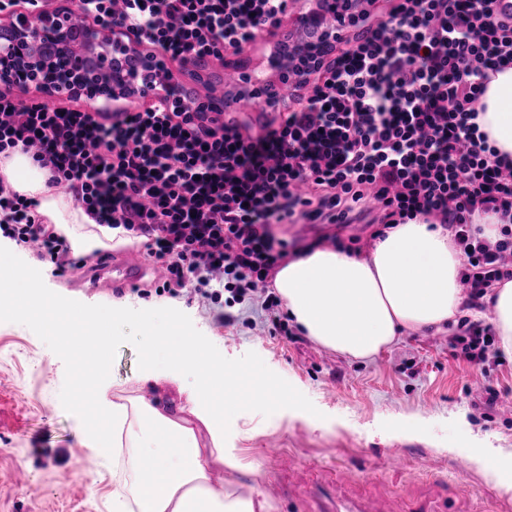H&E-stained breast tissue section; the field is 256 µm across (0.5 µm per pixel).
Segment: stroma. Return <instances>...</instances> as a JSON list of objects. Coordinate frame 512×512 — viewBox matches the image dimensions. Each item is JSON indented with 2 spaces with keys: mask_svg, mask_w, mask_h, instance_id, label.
I'll use <instances>...</instances> for the list:
<instances>
[{
  "mask_svg": "<svg viewBox=\"0 0 512 512\" xmlns=\"http://www.w3.org/2000/svg\"><path fill=\"white\" fill-rule=\"evenodd\" d=\"M9 259L53 298L113 302L86 288L85 268L56 273L54 264L21 246ZM122 299L134 318L110 341L113 397L147 389L175 405L180 387L195 382L190 375L177 384L141 381L145 339L136 319L144 314L182 315L210 332L225 362L255 374L261 392L243 386L226 398L224 455L239 467L216 463L210 471L236 483L244 496L275 480L280 495L272 512H322L336 498L371 501L380 512H512V413L485 400L489 384L501 401L512 400L511 355L499 354L480 370L452 357L448 339L457 327L451 324L405 332L363 362L320 347L296 325L284 335L274 332L257 306L226 308L232 321L223 325L216 309L195 298L129 291ZM90 353L87 345L64 347L21 314L0 312V512H112L111 467L84 466L83 427L93 393L81 377ZM292 392L315 411L318 425L284 407ZM405 418L419 421L417 434L400 431ZM271 442L282 450L279 459L264 453ZM475 448L485 449V464L470 462ZM391 453L404 456L402 467H384ZM340 466L359 470V479L337 483Z\"/></svg>",
  "mask_w": 512,
  "mask_h": 512,
  "instance_id": "stroma-1",
  "label": "stroma"
}]
</instances>
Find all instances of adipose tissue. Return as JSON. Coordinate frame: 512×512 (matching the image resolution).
I'll return each mask as SVG.
<instances>
[{"label":"adipose tissue","mask_w":512,"mask_h":512,"mask_svg":"<svg viewBox=\"0 0 512 512\" xmlns=\"http://www.w3.org/2000/svg\"><path fill=\"white\" fill-rule=\"evenodd\" d=\"M478 122L499 153L512 158V67L491 74L478 107ZM48 172L26 154L0 156V180L38 199L39 213L64 235L75 253L111 246L118 232L88 229V216L70 197L47 185ZM461 252L451 234L424 221L385 229L369 256L319 245L285 262L273 286L293 323L323 348L355 360H373L404 332L439 329L455 322L466 295L460 282ZM487 299L501 349L512 354V280L496 283ZM0 309L22 310L43 330L61 338L89 334L92 325H116L128 317L123 302L81 309L36 293L29 279L0 280ZM167 331L142 320L146 354L141 378H196L183 404L171 409L141 398H110L106 366L86 381L95 389L96 424L88 426L89 449L111 456L116 480L112 512H269L266 500L239 494L234 484L208 482L210 461L224 459V405L218 391L237 383L205 335L169 315ZM195 337L193 346L184 337Z\"/></svg>","instance_id":"adipose-tissue-1"}]
</instances>
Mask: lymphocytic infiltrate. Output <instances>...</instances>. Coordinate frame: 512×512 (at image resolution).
<instances>
[{"label":"lymphocytic infiltrate","mask_w":512,"mask_h":512,"mask_svg":"<svg viewBox=\"0 0 512 512\" xmlns=\"http://www.w3.org/2000/svg\"><path fill=\"white\" fill-rule=\"evenodd\" d=\"M87 27L117 32L186 67L254 45L278 30L289 0H76ZM332 8L337 53L304 70L258 130L195 110L178 86L136 109L22 102L0 90V155L48 169L99 225L141 242L166 275L160 292L259 304L285 326L269 275L288 255L276 224L366 218L442 225L459 246L467 305L512 279V161L477 122L490 72L512 67V16L496 0H386L383 14ZM36 199L0 180V234L68 263L64 237ZM498 215L483 237L475 213ZM493 329L465 320L450 341L480 366Z\"/></svg>","instance_id":"f902f5d3"}]
</instances>
